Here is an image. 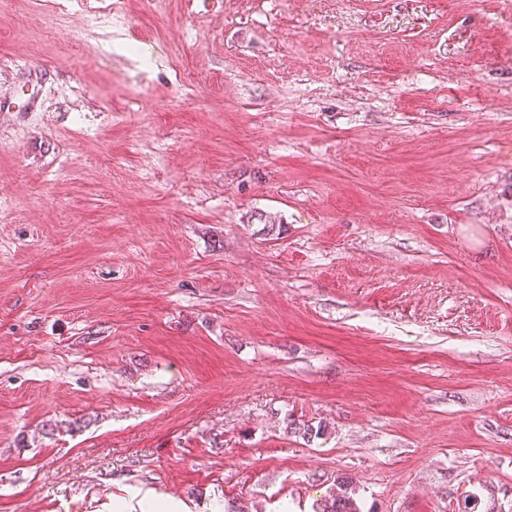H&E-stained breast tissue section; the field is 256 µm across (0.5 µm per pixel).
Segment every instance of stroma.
<instances>
[{
  "instance_id": "1",
  "label": "stroma",
  "mask_w": 512,
  "mask_h": 512,
  "mask_svg": "<svg viewBox=\"0 0 512 512\" xmlns=\"http://www.w3.org/2000/svg\"><path fill=\"white\" fill-rule=\"evenodd\" d=\"M341 476L512 512V0H0V512Z\"/></svg>"
}]
</instances>
